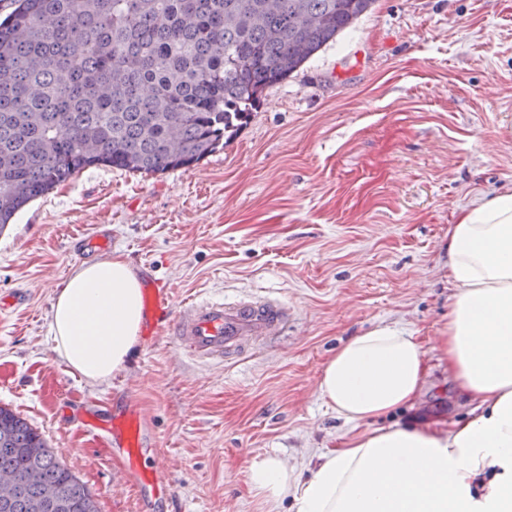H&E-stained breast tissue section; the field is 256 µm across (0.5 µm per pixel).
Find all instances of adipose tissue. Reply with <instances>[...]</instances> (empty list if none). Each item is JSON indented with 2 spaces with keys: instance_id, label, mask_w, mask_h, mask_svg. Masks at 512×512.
<instances>
[{
  "instance_id": "obj_1",
  "label": "adipose tissue",
  "mask_w": 512,
  "mask_h": 512,
  "mask_svg": "<svg viewBox=\"0 0 512 512\" xmlns=\"http://www.w3.org/2000/svg\"><path fill=\"white\" fill-rule=\"evenodd\" d=\"M448 322L423 343L378 326L323 365L321 400L349 430L315 457L308 478L277 458L250 463L260 512H512V188L461 207L448 230ZM142 285L122 255L83 263L55 295L49 333L87 382L125 370L140 341ZM436 352L466 395L465 417L380 420L420 404Z\"/></svg>"
}]
</instances>
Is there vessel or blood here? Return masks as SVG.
I'll return each instance as SVG.
<instances>
[{
    "label": "vessel or blood",
    "instance_id": "obj_1",
    "mask_svg": "<svg viewBox=\"0 0 512 512\" xmlns=\"http://www.w3.org/2000/svg\"><path fill=\"white\" fill-rule=\"evenodd\" d=\"M146 333L167 332L177 352L203 365L220 364L254 349L264 338L278 335L288 324L289 310L282 302L250 293L228 301L206 298L175 304L171 288L159 281H147L144 288ZM108 453L122 458L120 473L137 493L152 491L167 495L169 478L160 463L143 465L146 449L156 447L157 438L134 397L112 417V424L100 437Z\"/></svg>",
    "mask_w": 512,
    "mask_h": 512
}]
</instances>
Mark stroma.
Instances as JSON below:
<instances>
[{
    "label": "stroma",
    "instance_id": "35a3bbf8",
    "mask_svg": "<svg viewBox=\"0 0 512 512\" xmlns=\"http://www.w3.org/2000/svg\"><path fill=\"white\" fill-rule=\"evenodd\" d=\"M512 188V0H374L284 81L224 150L164 174L84 170L0 232V406L40 431L101 512H258L246 470L275 456L298 471L346 426L317 392L349 336L448 321V226ZM191 296L269 294L287 328L238 360L202 366L170 336L90 384L49 336L53 298L80 234ZM136 392L169 473L141 505L94 432ZM429 418L461 403L433 366Z\"/></svg>",
    "mask_w": 512,
    "mask_h": 512
}]
</instances>
